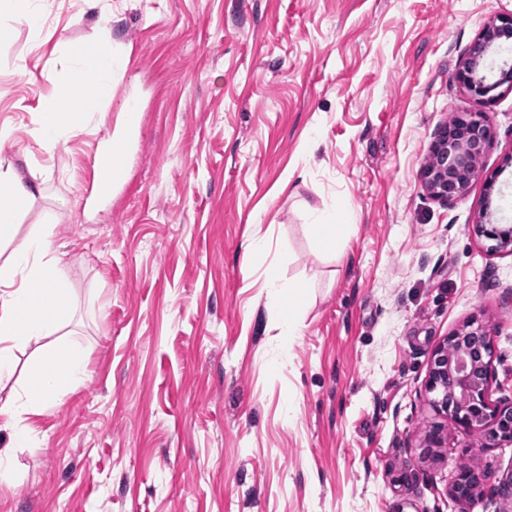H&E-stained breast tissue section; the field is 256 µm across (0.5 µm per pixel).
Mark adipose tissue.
Instances as JSON below:
<instances>
[{"label": "adipose tissue", "instance_id": "ef3b65f1", "mask_svg": "<svg viewBox=\"0 0 512 512\" xmlns=\"http://www.w3.org/2000/svg\"><path fill=\"white\" fill-rule=\"evenodd\" d=\"M71 56L78 71L97 88L98 100L112 94V72L124 67L109 42L92 48H75ZM94 109L64 113L58 99L42 103L34 130L36 140L53 149L77 124L90 123ZM41 189L40 183L22 178L10 166L0 164V376L13 373L17 350L43 342L37 361L15 394L0 400V431L9 433L0 447V474L5 473L13 448L27 443L31 430L26 415L41 412L56 403L63 393L80 383L86 374L85 349L78 338L50 344V336L64 329L72 314L69 294L52 251L56 233L53 223L30 225L22 238H15L24 207Z\"/></svg>", "mask_w": 512, "mask_h": 512}]
</instances>
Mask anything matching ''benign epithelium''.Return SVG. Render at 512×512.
<instances>
[{
    "instance_id": "obj_1",
    "label": "benign epithelium",
    "mask_w": 512,
    "mask_h": 512,
    "mask_svg": "<svg viewBox=\"0 0 512 512\" xmlns=\"http://www.w3.org/2000/svg\"><path fill=\"white\" fill-rule=\"evenodd\" d=\"M512 37V14L499 15L485 25L459 64L455 79L479 103L489 105L504 86L512 90V67L490 82L483 62L495 42ZM494 132L483 112H462L454 121L437 130L430 157L423 169L426 190L441 200L462 194L476 176L472 159L492 144ZM475 236L490 242L487 251H512V225L501 224L485 209L473 225ZM494 348L491 332L482 323L471 321L450 334L433 350L424 395L435 414L452 420L456 427L478 439L482 448L512 444V397L492 400ZM423 447H448V428L440 422L429 425ZM490 472L478 468H458L449 489L452 499L471 505L481 499Z\"/></svg>"
}]
</instances>
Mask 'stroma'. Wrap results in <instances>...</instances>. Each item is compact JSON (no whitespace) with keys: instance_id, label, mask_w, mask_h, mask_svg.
I'll use <instances>...</instances> for the list:
<instances>
[{"instance_id":"stroma-1","label":"stroma","mask_w":512,"mask_h":512,"mask_svg":"<svg viewBox=\"0 0 512 512\" xmlns=\"http://www.w3.org/2000/svg\"><path fill=\"white\" fill-rule=\"evenodd\" d=\"M0 40V160L45 179L23 219L57 221L52 248L87 374L30 417L0 512H460L457 468L512 473V446L417 433L430 355L472 320L512 393V253L472 230L512 224V91L481 106L456 81L512 0H47ZM125 58L90 126L53 151L33 132L58 87L81 92L74 47ZM26 73H19V63ZM139 122L121 126L129 95ZM485 110L495 139L468 189L432 198L438 127ZM128 143L100 200V144ZM495 175L493 190L485 178ZM345 227L318 241L311 209ZM271 248L245 255V240ZM303 288L279 348L266 282ZM473 231L479 239L493 242L487 246V252L512 251V225L499 224L487 207L482 211L477 224L473 225Z\"/></svg>"}]
</instances>
